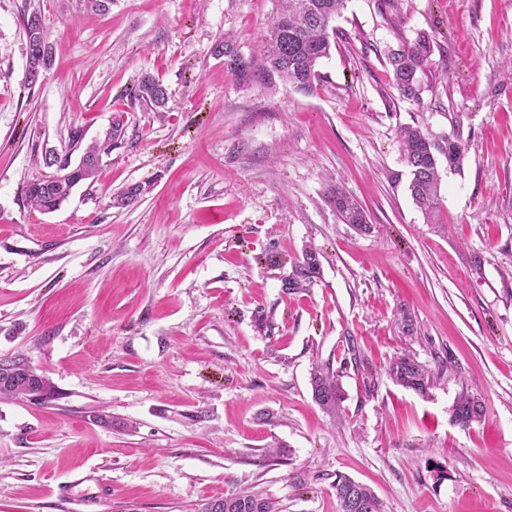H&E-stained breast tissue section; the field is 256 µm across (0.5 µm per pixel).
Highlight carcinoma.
Returning a JSON list of instances; mask_svg holds the SVG:
<instances>
[{"label": "carcinoma", "instance_id": "1", "mask_svg": "<svg viewBox=\"0 0 512 512\" xmlns=\"http://www.w3.org/2000/svg\"><path fill=\"white\" fill-rule=\"evenodd\" d=\"M273 17L264 31L258 46L245 56L228 44H218L215 51L226 57V65L244 84L271 85L280 80L299 91L307 92L319 79L318 62L331 55L336 47V29L333 22L341 14L346 0H275ZM30 14L23 16L26 56L32 67L44 72L52 66L53 48L46 29L35 30L30 24ZM432 35L418 33L411 42L403 43L387 54L386 64L392 72V85L407 99L420 100L421 74L426 72L431 55ZM131 101L149 111L158 112L168 101L167 90L155 77L146 74L132 90ZM123 120L113 119L103 140L89 145L80 162L71 163L70 152L43 155L48 167L56 168L55 174L29 182L24 194L32 207L41 212H53L65 203L72 190L79 184L94 179L100 171L101 156L112 150V145L123 137ZM398 142L409 168L408 190L415 204L431 223L440 212L439 157H444L448 171L461 170L467 152V143L460 132L440 143L429 137L419 125H401L396 130ZM144 192L140 185L127 186L114 198L115 205L128 206ZM329 204L344 224L356 230L370 231L369 219L363 206L338 184L331 189ZM320 274L319 252L307 248L292 264V272L283 284V290L293 292L309 287ZM392 380L407 389L424 394L433 383L429 370L416 358L403 354L388 365ZM311 390L314 402L323 410L334 413L339 408L343 394L339 375L333 368L317 365L311 373ZM55 389L45 376L31 368L23 357L0 359V399H22L33 404H45L54 398ZM485 407L483 401L469 394L458 397L452 420L467 428L481 420ZM340 512H359L363 501L370 505L368 512H382V503L366 484L339 475L332 484ZM198 512H279L270 497L250 488L213 498L203 504Z\"/></svg>", "mask_w": 512, "mask_h": 512}]
</instances>
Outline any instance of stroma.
<instances>
[{"instance_id": "35a3bbf8", "label": "stroma", "mask_w": 512, "mask_h": 512, "mask_svg": "<svg viewBox=\"0 0 512 512\" xmlns=\"http://www.w3.org/2000/svg\"><path fill=\"white\" fill-rule=\"evenodd\" d=\"M274 0H0V359L24 355L56 394L0 400V512H197L242 488L281 512H339L367 484L384 512H512V0H348L311 91L240 84ZM41 12L52 67L26 79L22 15ZM433 36L419 100L388 49ZM164 111L130 101L142 75ZM124 136L97 181L52 213L37 150ZM460 132L441 223L408 191L396 129ZM131 184L133 204L113 199ZM343 185L367 233L328 202ZM320 276L288 294L303 250ZM431 371L426 394L387 374ZM331 364L336 414L312 399ZM485 416L452 421L459 395ZM105 412L115 427L92 421ZM284 445L279 458L270 445ZM392 380L407 389L424 394L433 383L429 370L415 357L407 354L397 356L388 365ZM340 506V512H359L360 501L367 502L370 509L366 512H382V503L374 491L366 484L350 477L340 475L331 485Z\"/></svg>"}]
</instances>
